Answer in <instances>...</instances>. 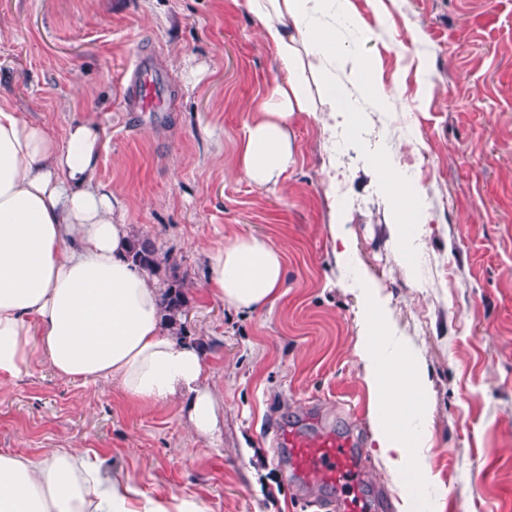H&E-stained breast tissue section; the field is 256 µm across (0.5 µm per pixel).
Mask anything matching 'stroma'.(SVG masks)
Returning a JSON list of instances; mask_svg holds the SVG:
<instances>
[{
    "mask_svg": "<svg viewBox=\"0 0 512 512\" xmlns=\"http://www.w3.org/2000/svg\"><path fill=\"white\" fill-rule=\"evenodd\" d=\"M352 3L363 29L345 41L387 98H350L358 126L332 160L319 122L298 116L294 166L260 188L238 172L237 148L275 63L245 0H0V96L60 142L80 117L103 128L95 180L120 198L132 238L178 265L184 336L224 397L211 440L179 402L131 404L116 384L59 378L38 353L30 375L0 387V451L80 448L208 512H316L321 491L285 482L277 460L278 432L309 413L361 438L372 512H512V0ZM140 58L168 111L121 110ZM384 160L420 190L408 257L389 233ZM233 234L285 246L273 306L203 295L206 251ZM369 294L391 326L385 352L424 369L413 454L428 482L390 469L373 439Z\"/></svg>",
    "mask_w": 512,
    "mask_h": 512,
    "instance_id": "1",
    "label": "stroma"
}]
</instances>
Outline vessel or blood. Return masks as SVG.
I'll return each mask as SVG.
<instances>
[{"label": "vessel or blood", "mask_w": 512, "mask_h": 512, "mask_svg": "<svg viewBox=\"0 0 512 512\" xmlns=\"http://www.w3.org/2000/svg\"><path fill=\"white\" fill-rule=\"evenodd\" d=\"M121 106L127 112H164L168 106L156 92L152 67L141 66L126 87ZM292 481L304 487L346 493L345 512H362L354 495L361 480L363 450L351 435L311 432L299 424L286 427L278 436Z\"/></svg>", "instance_id": "1"}]
</instances>
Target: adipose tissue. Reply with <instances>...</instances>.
Returning <instances> with one entry per match:
<instances>
[{
	"label": "adipose tissue",
	"mask_w": 512,
	"mask_h": 512,
	"mask_svg": "<svg viewBox=\"0 0 512 512\" xmlns=\"http://www.w3.org/2000/svg\"><path fill=\"white\" fill-rule=\"evenodd\" d=\"M261 23L277 73L245 127L237 167L255 186L279 184L294 164L291 127L349 91L383 97L369 63L343 52L337 24L360 22L349 0H247ZM103 130L93 120L69 126L57 142L0 101V384L29 372L41 349L56 375L116 383L127 400L174 397L194 433L218 430L219 396L201 350L165 325L156 278L128 258L132 238L116 215V194L94 182ZM397 195L392 231L402 251L419 206L392 163L379 167ZM204 293L239 310L270 306L281 295L284 251L266 240L229 236L207 253ZM383 312L369 303L363 322L365 378L381 402L374 438L390 467L413 462L411 422L426 412L425 386L406 353L384 355ZM39 347H32V334ZM0 512H206L202 500L149 495L78 448L24 455L0 452Z\"/></svg>",
	"instance_id": "adipose-tissue-1"
}]
</instances>
